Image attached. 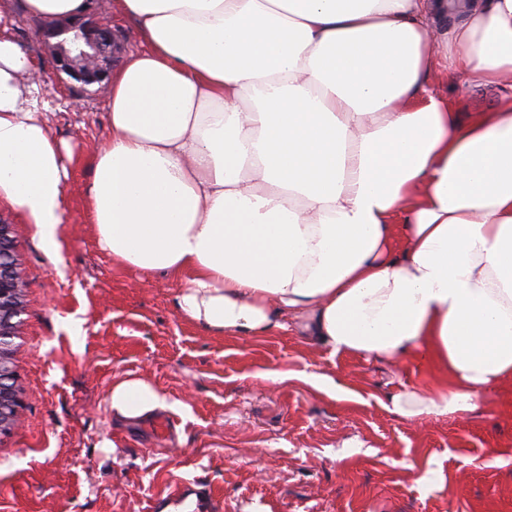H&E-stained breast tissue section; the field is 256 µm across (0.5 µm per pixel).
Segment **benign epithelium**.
I'll return each instance as SVG.
<instances>
[{
    "label": "benign epithelium",
    "mask_w": 512,
    "mask_h": 512,
    "mask_svg": "<svg viewBox=\"0 0 512 512\" xmlns=\"http://www.w3.org/2000/svg\"><path fill=\"white\" fill-rule=\"evenodd\" d=\"M39 39L53 52L56 75H66L81 89L102 93L108 85L112 61L121 36L112 30L101 10L71 18H53L37 24ZM13 236L12 219L0 213V435L21 421L22 406L14 386L12 340L20 335L26 283Z\"/></svg>",
    "instance_id": "benign-epithelium-1"
}]
</instances>
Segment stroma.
I'll return each instance as SVG.
<instances>
[{
	"label": "stroma",
	"mask_w": 512,
	"mask_h": 512,
	"mask_svg": "<svg viewBox=\"0 0 512 512\" xmlns=\"http://www.w3.org/2000/svg\"><path fill=\"white\" fill-rule=\"evenodd\" d=\"M44 67L22 0L0 31ZM51 124L74 153L57 253L15 221L27 283L12 345L21 425L0 436V512H512V378L471 414L416 425L390 412L398 386L431 384L420 361L330 355L296 329L242 342L177 316V279L101 251L87 206L106 103L48 78ZM79 320L70 332L67 319ZM317 373L343 383L333 397ZM143 378L177 401L136 424L113 419V385ZM175 427L158 436L154 419Z\"/></svg>",
	"instance_id": "obj_1"
}]
</instances>
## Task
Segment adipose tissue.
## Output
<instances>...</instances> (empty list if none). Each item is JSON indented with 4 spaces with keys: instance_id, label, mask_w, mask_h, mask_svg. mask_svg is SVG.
Returning <instances> with one entry per match:
<instances>
[{
    "instance_id": "adipose-tissue-1",
    "label": "adipose tissue",
    "mask_w": 512,
    "mask_h": 512,
    "mask_svg": "<svg viewBox=\"0 0 512 512\" xmlns=\"http://www.w3.org/2000/svg\"><path fill=\"white\" fill-rule=\"evenodd\" d=\"M140 46L104 97L88 204L113 260L179 279V314L246 341L297 326L331 355L439 375L412 422L512 376V0H116ZM501 88L455 112L432 87ZM0 33V203L59 248L70 145ZM171 403L112 388L136 423Z\"/></svg>"
}]
</instances>
